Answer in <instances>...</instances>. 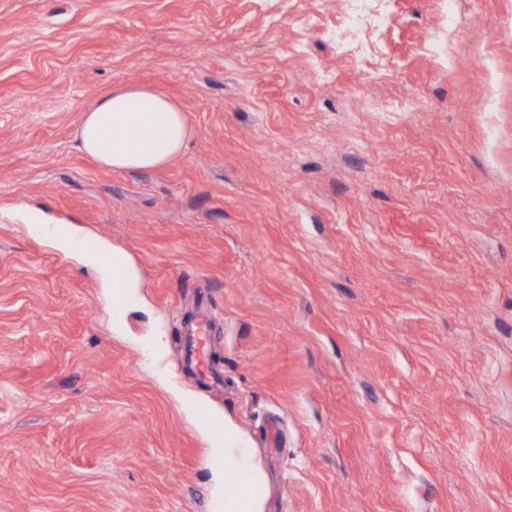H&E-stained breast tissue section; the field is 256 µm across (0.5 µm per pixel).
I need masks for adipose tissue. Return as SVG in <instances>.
Here are the masks:
<instances>
[{
    "label": "adipose tissue",
    "instance_id": "ef3b65f1",
    "mask_svg": "<svg viewBox=\"0 0 512 512\" xmlns=\"http://www.w3.org/2000/svg\"><path fill=\"white\" fill-rule=\"evenodd\" d=\"M191 129L182 108L150 89L124 85L86 108L76 132L80 151L114 170L148 171L180 156ZM224 512H259L266 487L248 448L224 449ZM247 482H239V474Z\"/></svg>",
    "mask_w": 512,
    "mask_h": 512
}]
</instances>
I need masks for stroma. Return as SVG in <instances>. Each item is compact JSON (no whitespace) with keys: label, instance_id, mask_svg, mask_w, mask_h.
<instances>
[{"label":"stroma","instance_id":"1","mask_svg":"<svg viewBox=\"0 0 512 512\" xmlns=\"http://www.w3.org/2000/svg\"><path fill=\"white\" fill-rule=\"evenodd\" d=\"M459 6L445 69L440 0H391L375 73L342 0H0V512H212L200 410L262 512H512V0ZM132 84L193 136L112 171L75 131ZM203 296L220 386L180 363ZM442 9L438 23L429 32L422 49L443 67L454 66L453 60L448 58V41L450 36L467 28L472 20V14L457 9L456 0H441Z\"/></svg>","mask_w":512,"mask_h":512}]
</instances>
